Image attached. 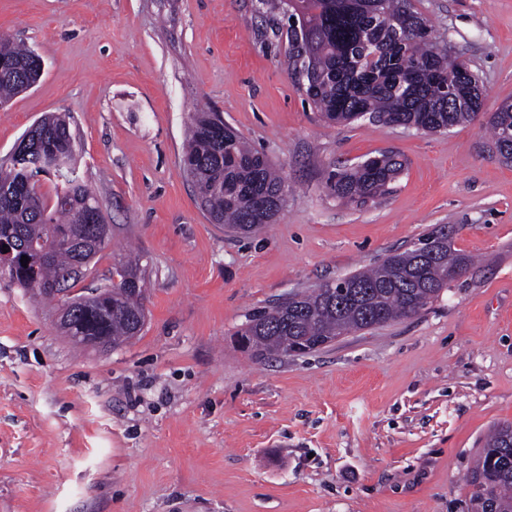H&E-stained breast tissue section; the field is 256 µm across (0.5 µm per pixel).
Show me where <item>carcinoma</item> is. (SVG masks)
<instances>
[{
	"label": "carcinoma",
	"mask_w": 512,
	"mask_h": 512,
	"mask_svg": "<svg viewBox=\"0 0 512 512\" xmlns=\"http://www.w3.org/2000/svg\"><path fill=\"white\" fill-rule=\"evenodd\" d=\"M289 18L288 35L305 53L314 83L306 95L330 123L364 117L396 126L441 132L471 121L482 90L468 63L448 51L436 30L414 10L412 0H259ZM42 58L0 36V104L36 84ZM216 112L194 113L184 149V167L205 198L210 220L248 232L272 221L284 206L288 186L275 165L235 129H222ZM492 145L512 159V103L493 115ZM75 138L69 122L49 113L15 144L10 167L0 168V239L14 240L9 278L45 299L75 288L77 271L111 243L99 235L105 223L89 186L74 167ZM404 169L394 153L328 173L325 187L347 201L389 193ZM53 174L62 184L53 204L38 192L35 177ZM53 234L72 245L43 260L33 244ZM431 249L410 246L378 266L301 291L253 314L237 331L252 356H288L316 351L341 336L390 321L410 319L437 299L471 265L452 248L442 225L423 236ZM27 256V266L21 257ZM144 255H114L112 283L87 293L81 315L59 325L64 336H106L120 346L140 335L146 321ZM468 485L473 512H512V424L492 430Z\"/></svg>",
	"instance_id": "obj_1"
}]
</instances>
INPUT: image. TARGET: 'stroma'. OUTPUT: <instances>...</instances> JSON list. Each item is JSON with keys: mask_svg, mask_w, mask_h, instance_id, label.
<instances>
[{"mask_svg": "<svg viewBox=\"0 0 512 512\" xmlns=\"http://www.w3.org/2000/svg\"><path fill=\"white\" fill-rule=\"evenodd\" d=\"M477 74L473 120L431 133L325 122L288 23L258 0H0V36L40 53L0 107V167L67 117L113 253L148 258L140 336L76 348L58 305L0 277V512H472L467 477L512 423V162L489 122L512 101V0H413ZM221 113L278 168L286 203L248 235L211 223L183 172L190 115ZM385 151L403 172L357 204L329 171ZM445 224L475 266L413 318L258 362L249 315L362 271Z\"/></svg>", "mask_w": 512, "mask_h": 512, "instance_id": "1", "label": "stroma"}]
</instances>
